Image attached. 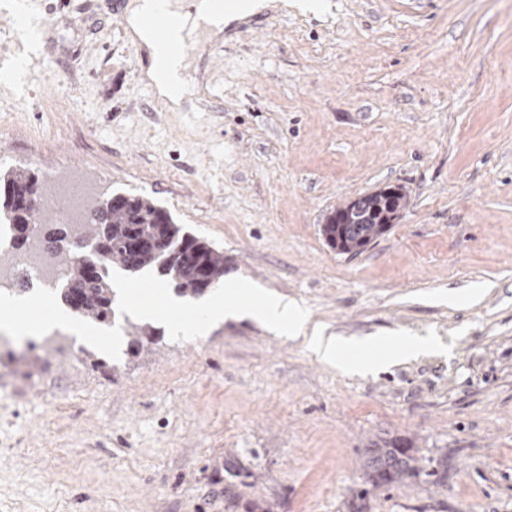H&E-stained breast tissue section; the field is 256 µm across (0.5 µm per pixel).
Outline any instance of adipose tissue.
Returning <instances> with one entry per match:
<instances>
[{"label":"adipose tissue","instance_id":"ef3b65f1","mask_svg":"<svg viewBox=\"0 0 512 512\" xmlns=\"http://www.w3.org/2000/svg\"><path fill=\"white\" fill-rule=\"evenodd\" d=\"M164 9L177 21L167 39H160L151 30L145 29L144 19L156 9ZM242 11L232 9L219 11L215 0H131L128 10V25L146 46L150 57V76L160 93L167 99L177 101L188 91L185 74L190 67L187 54L181 47L187 41L199 40L212 28L228 25L239 20ZM29 306L28 301L7 297L0 300V327L18 330L20 335L37 337L49 328L60 326L67 329L77 340L89 335L88 328L74 320L71 314L55 310L50 319L38 322H22L21 313Z\"/></svg>","mask_w":512,"mask_h":512}]
</instances>
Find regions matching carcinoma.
I'll use <instances>...</instances> for the list:
<instances>
[{
	"instance_id": "carcinoma-1",
	"label": "carcinoma",
	"mask_w": 512,
	"mask_h": 512,
	"mask_svg": "<svg viewBox=\"0 0 512 512\" xmlns=\"http://www.w3.org/2000/svg\"><path fill=\"white\" fill-rule=\"evenodd\" d=\"M37 186L38 179L27 168L11 167L0 173V223L10 225L12 236L11 249L0 251V267L14 266L16 256L35 239L48 245L56 256L65 258L62 301L87 322L107 325L114 316L109 271L115 266L132 273L152 268L182 297L203 295L204 278L215 286L223 283L224 251L175 223L155 200L125 193L92 197L85 208L94 222L53 230L41 222L43 196L28 202ZM405 207L401 189L377 190L334 209L321 234L337 252L360 255L390 230ZM127 324L133 336L128 345L131 354L159 335L149 324L130 320ZM414 462L405 448H371L361 467L369 484L383 487L416 474Z\"/></svg>"
}]
</instances>
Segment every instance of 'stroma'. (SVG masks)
<instances>
[{"label":"stroma","mask_w":512,"mask_h":512,"mask_svg":"<svg viewBox=\"0 0 512 512\" xmlns=\"http://www.w3.org/2000/svg\"><path fill=\"white\" fill-rule=\"evenodd\" d=\"M313 2L188 45L174 109L129 0H0V165L151 197L328 332L450 354L348 375L250 320L1 348L0 512H512V0ZM386 187L391 229L329 247L332 210ZM385 444L419 472L368 487ZM127 324L129 328H131L129 335L136 336L130 340L128 345V351L131 354H138L145 340L147 342H153L156 336H160L159 332L149 324L136 323L130 320H127Z\"/></svg>","instance_id":"stroma-1"}]
</instances>
